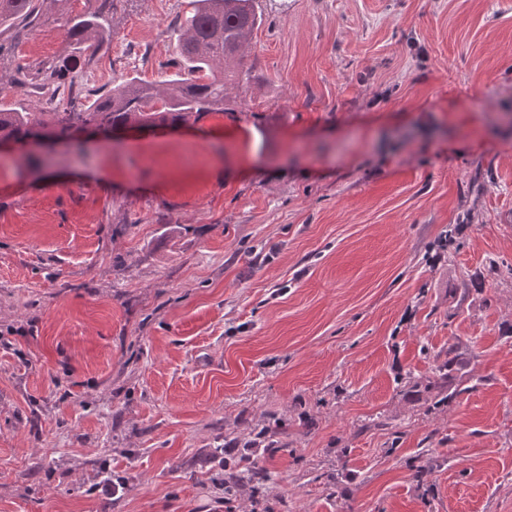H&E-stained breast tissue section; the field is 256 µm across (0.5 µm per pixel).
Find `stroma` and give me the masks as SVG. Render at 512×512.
Instances as JSON below:
<instances>
[{"mask_svg": "<svg viewBox=\"0 0 512 512\" xmlns=\"http://www.w3.org/2000/svg\"><path fill=\"white\" fill-rule=\"evenodd\" d=\"M260 4L234 112L0 158V512H512V0ZM95 7L0 27L1 104L170 74L189 0H115L90 71ZM452 344L427 413L400 379ZM264 423L225 500L212 449ZM100 1L95 13H81L67 20V38L82 52L85 69H92L97 64L100 52L112 39L108 15L114 0ZM433 370L431 376L424 378L413 377L411 373L405 377L408 379L406 382L411 385L410 387H424L430 394V402L426 408L427 413H433L448 406L453 399L472 388L471 386L463 387L464 383L471 378H466V375L460 372L461 368L454 345L448 346L445 359L438 362ZM280 433L264 427L254 438L244 443L242 452L233 467L228 464L230 472L228 476L224 473V498L236 496L241 490V483L246 481L251 485L254 494L259 495L266 481V474L256 466L253 454L255 447L265 445V448H280V440L276 439Z\"/></svg>", "mask_w": 512, "mask_h": 512, "instance_id": "stroma-1", "label": "stroma"}]
</instances>
